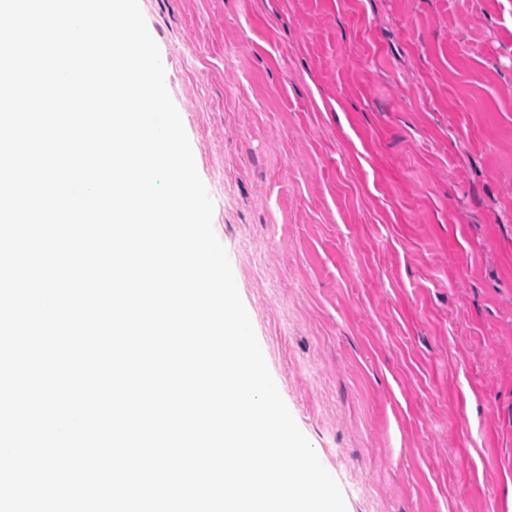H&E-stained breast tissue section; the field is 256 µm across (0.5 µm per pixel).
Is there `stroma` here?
I'll use <instances>...</instances> for the list:
<instances>
[{"instance_id":"obj_1","label":"stroma","mask_w":512,"mask_h":512,"mask_svg":"<svg viewBox=\"0 0 512 512\" xmlns=\"http://www.w3.org/2000/svg\"><path fill=\"white\" fill-rule=\"evenodd\" d=\"M347 512H512V0H139Z\"/></svg>"}]
</instances>
